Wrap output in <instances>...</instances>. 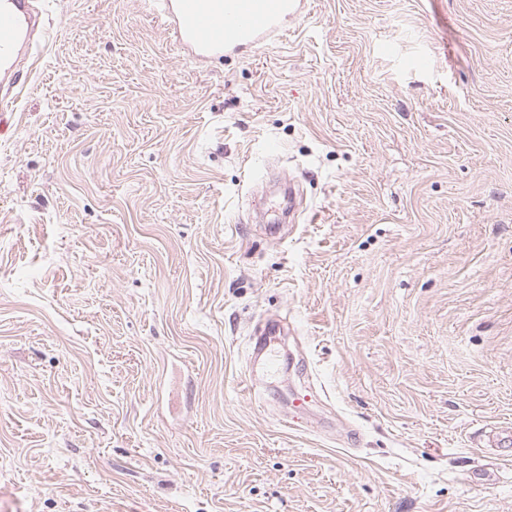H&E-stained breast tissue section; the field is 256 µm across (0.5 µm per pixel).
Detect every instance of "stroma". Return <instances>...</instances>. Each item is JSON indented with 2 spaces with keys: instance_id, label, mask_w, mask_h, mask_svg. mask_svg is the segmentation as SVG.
<instances>
[{
  "instance_id": "stroma-1",
  "label": "stroma",
  "mask_w": 512,
  "mask_h": 512,
  "mask_svg": "<svg viewBox=\"0 0 512 512\" xmlns=\"http://www.w3.org/2000/svg\"><path fill=\"white\" fill-rule=\"evenodd\" d=\"M44 9L0 112V512H512V0H310L202 61L139 0Z\"/></svg>"
}]
</instances>
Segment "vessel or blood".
<instances>
[{
	"instance_id": "b4317fda",
	"label": "vessel or blood",
	"mask_w": 512,
	"mask_h": 512,
	"mask_svg": "<svg viewBox=\"0 0 512 512\" xmlns=\"http://www.w3.org/2000/svg\"><path fill=\"white\" fill-rule=\"evenodd\" d=\"M0 8V51L14 49L19 24L36 26L32 0H8ZM160 15L191 59L222 58L260 48L283 35L287 20L305 16L309 0H144Z\"/></svg>"
}]
</instances>
